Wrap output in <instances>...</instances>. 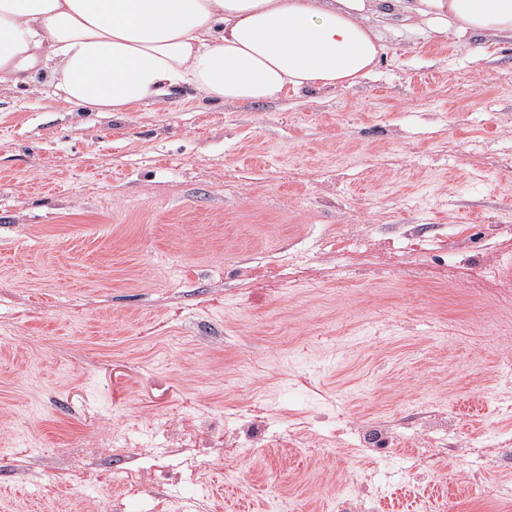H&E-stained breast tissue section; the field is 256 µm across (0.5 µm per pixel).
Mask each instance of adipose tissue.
Masks as SVG:
<instances>
[{
    "label": "adipose tissue",
    "mask_w": 512,
    "mask_h": 512,
    "mask_svg": "<svg viewBox=\"0 0 512 512\" xmlns=\"http://www.w3.org/2000/svg\"><path fill=\"white\" fill-rule=\"evenodd\" d=\"M378 19L512 38V0H0V72H49L66 103L95 112L180 89L275 102L358 84L384 52Z\"/></svg>",
    "instance_id": "adipose-tissue-1"
}]
</instances>
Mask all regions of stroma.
<instances>
[{"mask_svg": "<svg viewBox=\"0 0 512 512\" xmlns=\"http://www.w3.org/2000/svg\"><path fill=\"white\" fill-rule=\"evenodd\" d=\"M379 32L275 103L0 84V512H512V39Z\"/></svg>", "mask_w": 512, "mask_h": 512, "instance_id": "35a3bbf8", "label": "stroma"}]
</instances>
